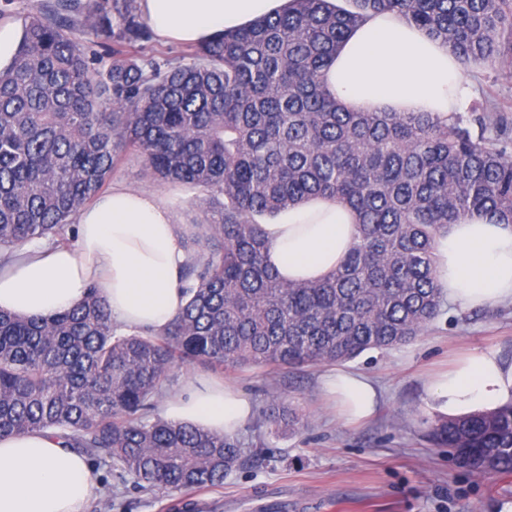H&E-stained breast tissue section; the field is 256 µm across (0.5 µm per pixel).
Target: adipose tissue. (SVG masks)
I'll return each instance as SVG.
<instances>
[{
    "instance_id": "1",
    "label": "adipose tissue",
    "mask_w": 512,
    "mask_h": 512,
    "mask_svg": "<svg viewBox=\"0 0 512 512\" xmlns=\"http://www.w3.org/2000/svg\"><path fill=\"white\" fill-rule=\"evenodd\" d=\"M288 0H138L160 40L197 44L282 9ZM465 66L441 41L395 13L368 17L354 29L323 81L337 102L359 112H459L472 94ZM75 246L42 242L0 270V310L48 316L82 302L98 285L113 322L159 330L187 302L180 286L186 251L171 211L153 194L117 187L75 217ZM268 255L291 281L314 282L345 260L357 241L343 202L312 199L267 225ZM437 278L462 307L512 302V224L471 212L437 239ZM326 386L352 419L370 417L379 391L366 374L339 370ZM447 408L474 412L512 399V363L475 353L437 379ZM239 391L197 377L166 398L167 420L231 435L250 417ZM100 485L86 458L47 432L0 438V512H87Z\"/></svg>"
}]
</instances>
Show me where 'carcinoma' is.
<instances>
[{
    "instance_id": "carcinoma-1",
    "label": "carcinoma",
    "mask_w": 512,
    "mask_h": 512,
    "mask_svg": "<svg viewBox=\"0 0 512 512\" xmlns=\"http://www.w3.org/2000/svg\"><path fill=\"white\" fill-rule=\"evenodd\" d=\"M291 0L174 54H144L137 0H37L0 69V264L67 242L132 150L153 180L204 194L182 273L188 301L159 331L121 332L97 286L51 318L0 311V437L50 430L144 490L219 488L240 441L157 412L169 371L302 368L404 344L445 303L435 241L473 210L512 222V134L496 106L354 112L322 81L369 14L393 11L463 63L512 56V0ZM108 67H103L104 62ZM313 198L351 208L359 241L316 282L266 259L256 217ZM264 421L295 433L278 396ZM427 437L468 471L512 474V402L437 420Z\"/></svg>"
}]
</instances>
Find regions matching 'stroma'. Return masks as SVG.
Here are the masks:
<instances>
[{"instance_id":"1","label":"stroma","mask_w":512,"mask_h":512,"mask_svg":"<svg viewBox=\"0 0 512 512\" xmlns=\"http://www.w3.org/2000/svg\"><path fill=\"white\" fill-rule=\"evenodd\" d=\"M463 113L492 99L512 121V74L481 68ZM156 195L173 213L177 231L189 239L198 217L197 192L149 180L140 158L124 154L109 180ZM474 352H492L512 363V303L462 309L444 304L441 315L408 344L364 351L347 361L382 389L376 413L347 422L323 389L331 367L321 364L267 374L259 368L220 372L198 365L173 367L170 389L201 376L239 389L253 410L268 393L298 407L308 419L293 435L248 421L237 431L241 460L223 487L195 491L197 512H512V475H477L458 467L447 449L426 438L428 425L446 417L433 382ZM114 485L111 512H172L184 497L176 490L142 491L119 483L114 471L98 469Z\"/></svg>"}]
</instances>
